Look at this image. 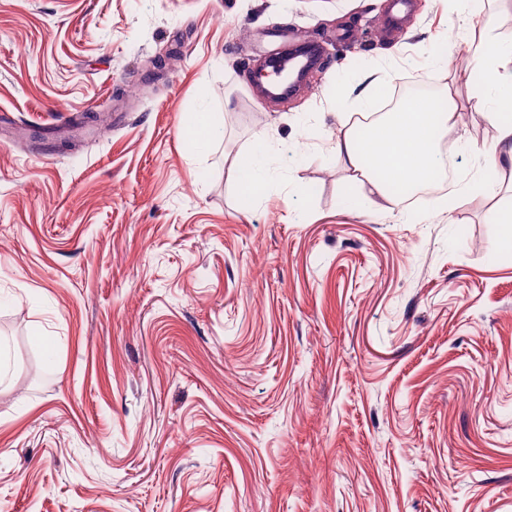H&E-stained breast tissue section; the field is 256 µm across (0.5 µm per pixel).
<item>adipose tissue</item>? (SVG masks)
I'll use <instances>...</instances> for the list:
<instances>
[{
  "mask_svg": "<svg viewBox=\"0 0 512 512\" xmlns=\"http://www.w3.org/2000/svg\"><path fill=\"white\" fill-rule=\"evenodd\" d=\"M480 64L491 76L494 95H482L474 104L483 112L495 131L494 145L484 155L485 168L500 172L512 170V115L495 108L504 98H512V45H496L491 54H480ZM354 112L373 116L368 133L352 124V114L337 115L340 126L335 151L346 158L365 194L376 195L391 204L399 199L389 190L391 182L412 186L427 184L439 169L438 144L443 136L457 133L459 114L456 104L437 108L425 98L376 117L378 103L370 88H363L353 101ZM272 150L268 141L237 155L233 165L241 189L258 198L267 186L266 160Z\"/></svg>",
  "mask_w": 512,
  "mask_h": 512,
  "instance_id": "obj_1",
  "label": "adipose tissue"
}]
</instances>
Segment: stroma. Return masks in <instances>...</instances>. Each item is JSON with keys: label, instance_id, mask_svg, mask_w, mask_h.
<instances>
[{"label": "stroma", "instance_id": "1", "mask_svg": "<svg viewBox=\"0 0 512 512\" xmlns=\"http://www.w3.org/2000/svg\"><path fill=\"white\" fill-rule=\"evenodd\" d=\"M389 7L0 0V512H512V199L381 214L333 151L378 67L466 114L458 177L491 147L472 56L433 64L448 0ZM303 39L322 67L263 100ZM303 53V52H294L289 53L288 55H280L277 53L275 55L269 56L262 65H260L255 71H253L252 81L256 89H260V91L267 97L271 99H282V96L275 94L272 92V88L274 85L266 86L263 83V78H266L267 73L262 71L264 68H271L274 72L281 76V80L288 79V71L286 69V63L290 59L291 56ZM182 136L193 153H203L210 149L211 132L206 112H195L183 122ZM258 147L252 148L248 153L238 154L233 162L241 189L247 192L254 202L268 184L264 168L270 152L274 151L271 143L265 140H262Z\"/></svg>", "mask_w": 512, "mask_h": 512}]
</instances>
